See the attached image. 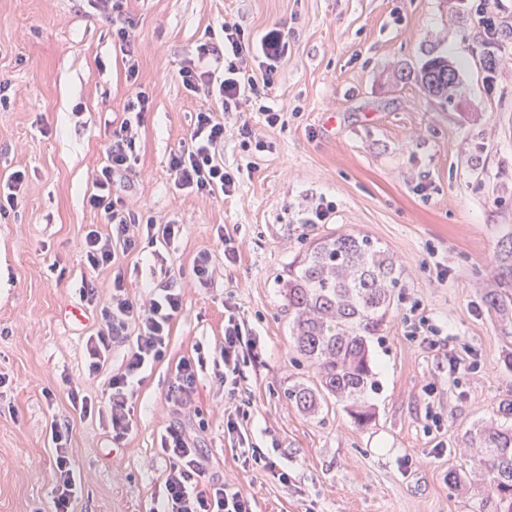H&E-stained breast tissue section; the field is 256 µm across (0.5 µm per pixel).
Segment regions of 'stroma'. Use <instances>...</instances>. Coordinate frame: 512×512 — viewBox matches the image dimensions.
<instances>
[{
  "mask_svg": "<svg viewBox=\"0 0 512 512\" xmlns=\"http://www.w3.org/2000/svg\"><path fill=\"white\" fill-rule=\"evenodd\" d=\"M478 3L127 0L138 81L153 94L137 128L132 201L138 215L184 231L94 270L80 241L111 227L84 196L125 117L123 55L92 0H0V184L26 174L21 202L0 214V512H51L56 424L71 426L69 459L84 477L74 512H153L169 465L160 439L175 419L168 385L200 345L209 361L194 403L209 475L244 488L255 512H496L460 450L512 404V283L497 276L512 248V0L490 50ZM226 22L257 39L281 29L288 56L267 98L226 117L230 126L249 120L265 150L226 137L224 164L240 169L239 189L201 198L178 189L168 166L208 105L177 72L199 45L221 40ZM435 57L457 69L452 102L418 82ZM264 106L282 123L267 126ZM322 200L333 213L307 223ZM226 232L241 244L234 264L224 261ZM345 233L377 241L401 269L399 299L370 346L376 416L363 428L342 406L307 415L287 397L314 368L293 353L278 280L308 245ZM202 250L212 254L207 289L193 285ZM118 274L139 302L175 283L183 308L165 358L134 390L132 428L116 446L107 414L79 418L69 392L104 405L127 348L114 347L89 375L95 313L82 306L84 321L73 322L65 309L81 306L87 281L108 302ZM228 303L259 352L242 364L235 398L215 376ZM422 319L438 330L434 344L414 333ZM452 357L466 369L451 371ZM244 399L254 445L288 483L243 465L225 438L224 413ZM452 472L460 482H449Z\"/></svg>",
  "mask_w": 512,
  "mask_h": 512,
  "instance_id": "stroma-1",
  "label": "stroma"
}]
</instances>
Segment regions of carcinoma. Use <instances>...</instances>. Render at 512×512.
<instances>
[{"label":"carcinoma","mask_w":512,"mask_h":512,"mask_svg":"<svg viewBox=\"0 0 512 512\" xmlns=\"http://www.w3.org/2000/svg\"><path fill=\"white\" fill-rule=\"evenodd\" d=\"M400 277L386 249L367 235L349 233L309 246L278 282L288 302L293 347L317 376L312 387L288 390L297 407L315 412L330 398L342 403L359 427L374 419L368 401L377 389L370 343L389 313ZM470 447L498 512H512V425L480 426L470 435Z\"/></svg>","instance_id":"carcinoma-1"}]
</instances>
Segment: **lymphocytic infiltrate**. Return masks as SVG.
Listing matches in <instances>:
<instances>
[{
  "label": "lymphocytic infiltrate",
  "mask_w": 512,
  "mask_h": 512,
  "mask_svg": "<svg viewBox=\"0 0 512 512\" xmlns=\"http://www.w3.org/2000/svg\"><path fill=\"white\" fill-rule=\"evenodd\" d=\"M98 12L112 24V42L118 45L126 64V78L133 91L124 106L126 118L113 129L106 146V161L93 175V189L86 196L91 209L103 212L112 226L110 235L88 231L81 243L91 269L114 263L118 251L135 250L141 242L174 240L182 225L169 221L156 223L142 219L120 196L119 188L136 174V134L139 117L151 107L153 97L138 85L139 61L135 37L122 19L123 0H93ZM288 52L281 31L273 30L254 39L237 24H225L221 44L199 45L192 57L178 70L184 88L210 101L208 109L196 112L190 133L181 148L169 160L178 189L210 197L216 193L230 196L239 183L237 171L224 165V137L232 135L242 144L256 142V132L249 121L227 128L223 116L238 111L242 102L266 97L274 77ZM183 306L179 287L165 284L154 290L148 302L133 301L122 276H115L112 296L100 310V322L89 336L86 349L88 370L97 373L110 357L114 346L123 345L127 353L118 370L108 381V416L112 441L120 443L132 427L131 399L149 367L165 355L172 323ZM224 371L221 379L228 393L238 388L239 367L246 358L257 357V347L248 336L245 324L233 305H226ZM202 359L186 358L178 364L168 387L167 398L179 421L161 438V449L169 459L164 475V495L156 512H254L253 498L243 489L209 477V462L198 445L196 423L200 417L192 397ZM71 428L55 427L53 512H71L82 491V479L70 466L67 443Z\"/></svg>",
  "instance_id": "1"
}]
</instances>
